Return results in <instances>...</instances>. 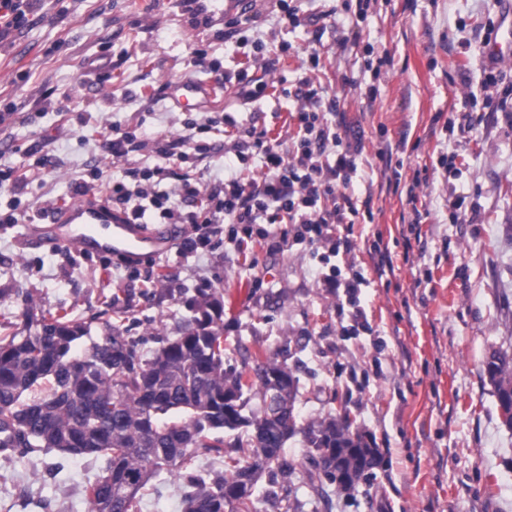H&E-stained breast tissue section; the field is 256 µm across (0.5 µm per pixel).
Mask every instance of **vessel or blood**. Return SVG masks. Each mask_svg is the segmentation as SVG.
Here are the masks:
<instances>
[{
  "label": "vessel or blood",
  "instance_id": "vessel-or-blood-1",
  "mask_svg": "<svg viewBox=\"0 0 512 512\" xmlns=\"http://www.w3.org/2000/svg\"><path fill=\"white\" fill-rule=\"evenodd\" d=\"M39 234L50 243H68L82 251L119 253L133 258L143 249L163 253L171 246L167 229L129 224L103 203L80 200L40 226Z\"/></svg>",
  "mask_w": 512,
  "mask_h": 512
}]
</instances>
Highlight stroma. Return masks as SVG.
Segmentation results:
<instances>
[{
    "mask_svg": "<svg viewBox=\"0 0 512 512\" xmlns=\"http://www.w3.org/2000/svg\"><path fill=\"white\" fill-rule=\"evenodd\" d=\"M348 2L300 0L291 25L278 0H207L212 23L203 28L182 0H46L42 19L0 42V109L12 102L29 114L0 144V166L48 158L27 189V216L0 223V324L19 329L29 306H62L100 336L102 300L114 297L129 335L150 352L158 337L179 335L190 300L219 292L231 361L259 353L284 362L300 379V424L349 413L381 457L372 484L333 494L329 510L295 484L302 512H512V430L483 373L492 351L512 354V96L503 95L512 53L495 61L494 83L481 58L487 37L512 24V9L505 0H372L360 17ZM242 10L255 16L248 36L265 53L230 34L227 22ZM103 51L107 81L83 65ZM308 72L337 104L325 119L360 149L350 251L296 240L290 224L269 225L264 239L259 225L220 224L197 251L147 249L133 262L27 239L29 225L77 201L73 185L103 159L114 126L138 122L147 136L178 139L187 119L223 112L209 157L171 166L163 189L178 195L186 177L209 189L236 173L262 176V153L250 149L243 164L235 146L251 128L290 143ZM224 73L262 87L242 98L216 85ZM187 77L210 94L185 111L170 84ZM64 98L74 112L59 133ZM459 111L472 113L473 126L449 130ZM106 162L121 180L125 161ZM456 199L461 209L450 208ZM383 255L390 266L381 273ZM336 267L368 279L355 303L325 288ZM148 278L153 288H144ZM105 465L54 450L0 452V512H89L84 489Z\"/></svg>",
    "mask_w": 512,
    "mask_h": 512,
    "instance_id": "stroma-1",
    "label": "stroma"
}]
</instances>
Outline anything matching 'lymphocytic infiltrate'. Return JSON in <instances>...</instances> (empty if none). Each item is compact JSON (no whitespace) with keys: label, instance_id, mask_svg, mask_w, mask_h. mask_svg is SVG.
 <instances>
[{"label":"lymphocytic infiltrate","instance_id":"lymphocytic-infiltrate-1","mask_svg":"<svg viewBox=\"0 0 512 512\" xmlns=\"http://www.w3.org/2000/svg\"><path fill=\"white\" fill-rule=\"evenodd\" d=\"M44 0H0V41L12 33H21L33 23ZM298 131L287 149L269 144L264 134H255L253 147L260 149L266 172L257 179L230 178L201 194L191 181H183L180 193L194 199L205 196V211H183L169 192L159 190L163 167H129L124 178L114 181L102 167H95L89 178L79 179L78 194L111 203L113 211L123 214L128 223H144L147 210H156L168 224H187L192 234L184 242L187 251L196 250L198 242L206 240L219 224H293L301 238L327 239L336 227L353 226L359 209L348 194L350 174L355 169L356 157L350 146L344 145L336 126L324 120L319 112L300 110L296 113ZM190 136L176 140L157 139L146 144L129 129L114 128L111 138L102 148L106 155L127 158L145 148H152L161 159L182 160L188 152L206 154L210 145L195 140V133H219L218 118H207L204 123L189 121ZM337 148L334 161H326L325 147ZM41 164L25 169H0V187L9 189L10 212L6 223H16L26 216L28 204L21 197L25 188L41 173Z\"/></svg>","mask_w":512,"mask_h":512}]
</instances>
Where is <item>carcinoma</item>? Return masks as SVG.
I'll use <instances>...</instances> for the list:
<instances>
[{
	"label": "carcinoma",
	"instance_id": "cac0c4a2",
	"mask_svg": "<svg viewBox=\"0 0 512 512\" xmlns=\"http://www.w3.org/2000/svg\"><path fill=\"white\" fill-rule=\"evenodd\" d=\"M104 304L116 322L99 340L62 307L31 309L35 330L0 336V451L106 456L86 489L90 512H142L163 472L179 482L185 512H258L262 480L266 498L275 499L274 487L296 475L284 448L298 433L307 448L303 479L324 502L331 488L348 492L374 480L376 449L352 430L349 415L298 426L299 379L286 364L259 354L229 364L219 294L192 301L180 335L159 337L149 358L122 328L116 301ZM490 357L486 375L509 409L512 356ZM226 432L233 433L228 442ZM200 452L229 453L227 468L202 472ZM328 455L341 457L340 470L320 465Z\"/></svg>",
	"mask_w": 512,
	"mask_h": 512
}]
</instances>
